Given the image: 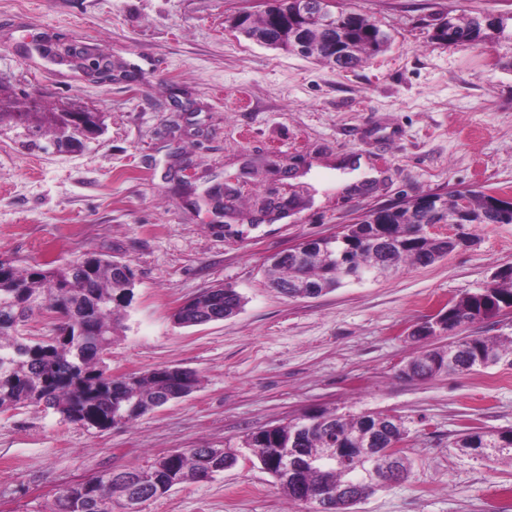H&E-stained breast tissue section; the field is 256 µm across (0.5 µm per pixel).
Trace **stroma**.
<instances>
[{"label": "stroma", "mask_w": 512, "mask_h": 512, "mask_svg": "<svg viewBox=\"0 0 512 512\" xmlns=\"http://www.w3.org/2000/svg\"><path fill=\"white\" fill-rule=\"evenodd\" d=\"M256 0H0V85L15 100L101 113L76 153H30L0 127V258L20 268L86 252L131 265L134 297L105 363L112 375L177 364L197 389L132 424L88 430L29 408L0 414V512H48L58 490L186 448L235 465L142 512H295L243 445L304 414L402 418L408 480L354 512H512V464L453 446L468 426L512 429V367L402 376L412 331L512 267V224H450L467 245L430 265L316 298L269 288L270 259L427 193L512 198V28L466 48L434 38L447 15L512 14V0H333L390 36L337 70L230 30ZM112 62L90 80L52 52ZM235 288L234 317L183 328L176 308Z\"/></svg>", "instance_id": "35a3bbf8"}]
</instances>
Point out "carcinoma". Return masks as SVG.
I'll use <instances>...</instances> for the list:
<instances>
[{"mask_svg": "<svg viewBox=\"0 0 512 512\" xmlns=\"http://www.w3.org/2000/svg\"><path fill=\"white\" fill-rule=\"evenodd\" d=\"M301 0H265L266 17L243 28L245 37L258 42L263 34L287 50L294 43L289 33H280L270 22L292 13ZM345 16L328 41H316L310 57L333 64L332 57L343 52L344 68L360 64L364 55L379 51L388 41L362 14L340 11ZM506 18L488 12L476 17L446 18L445 28L435 39L455 46H469L504 33ZM15 112H0V124L8 122L19 130L20 144L33 151L42 150L41 127L31 121L37 110L34 101L13 102ZM459 195L426 194L400 205L366 212L340 234L323 239L327 255L302 262L290 251L278 254L271 266L269 285L282 289L302 283L320 296L338 287L346 277L345 267L366 274L379 269L388 272L400 265H428L461 246L453 239H429L420 234L433 214L453 217L461 214L464 224H498L489 196L481 191ZM83 274L82 287H72L76 268ZM134 272L122 261L97 252L85 253L53 268L19 269L0 260V413L19 408L53 412L62 419L86 429L107 430L127 425L162 406L167 400L187 396L199 385L197 373L179 366L154 368L139 375L114 377L105 369L104 355L112 347L122 325L121 309L133 297ZM243 297L234 288H209L181 305L172 315L181 327L198 326L236 314ZM512 307V275H503L489 286L468 293L449 303L451 315L438 326L429 321L418 326L412 337L427 339L477 320L490 318ZM53 314L49 334L36 339L22 333L34 315ZM498 364L512 366V337L462 336L448 348L426 349L412 357L402 374L409 379H424L440 373H463ZM407 439L402 419L383 412H368L349 418L333 412L307 413L287 424L261 428L246 436L244 445L253 450L263 469L297 505L308 504L307 496H329L331 512H348L343 507L341 490L351 483L353 493L370 496L381 484L365 485L367 464L351 460L338 464L326 458L334 448H375L377 466L382 471L397 469L395 480L408 477L406 456L386 452L400 448ZM455 447L466 453L493 448V461L512 462V430L488 433L469 427L458 434ZM279 448H291L306 460L317 459V467H307L292 479L272 464ZM235 463V456L224 448H186L156 458L142 470H132L135 485L146 500L160 497L173 487L208 478L213 468L220 470ZM131 486L117 472L99 475L87 482L61 488L48 512H126Z\"/></svg>", "mask_w": 512, "mask_h": 512, "instance_id": "obj_1", "label": "carcinoma"}]
</instances>
